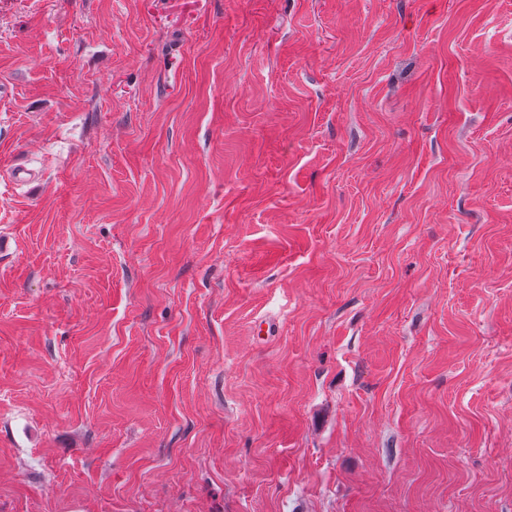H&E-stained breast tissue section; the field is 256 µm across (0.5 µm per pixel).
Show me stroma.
<instances>
[{"instance_id":"stroma-1","label":"stroma","mask_w":512,"mask_h":512,"mask_svg":"<svg viewBox=\"0 0 512 512\" xmlns=\"http://www.w3.org/2000/svg\"><path fill=\"white\" fill-rule=\"evenodd\" d=\"M1 238L0 512H512V0H0Z\"/></svg>"}]
</instances>
